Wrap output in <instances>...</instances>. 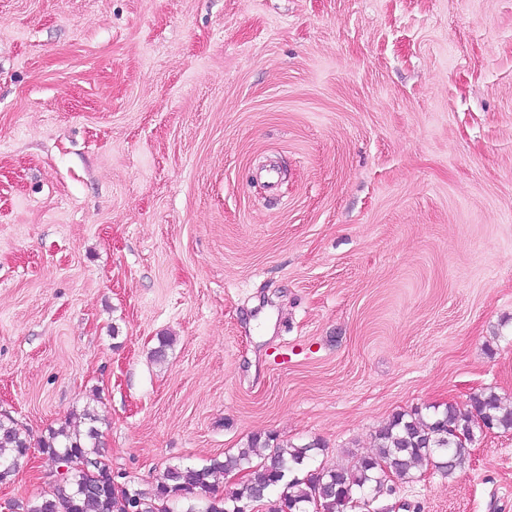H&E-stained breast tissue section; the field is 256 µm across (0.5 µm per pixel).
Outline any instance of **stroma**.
<instances>
[{
	"instance_id": "obj_1",
	"label": "stroma",
	"mask_w": 512,
	"mask_h": 512,
	"mask_svg": "<svg viewBox=\"0 0 512 512\" xmlns=\"http://www.w3.org/2000/svg\"><path fill=\"white\" fill-rule=\"evenodd\" d=\"M164 361L151 357L163 337ZM512 404V0H0V414L148 485ZM40 449L0 512L51 490ZM379 504L512 512V431ZM83 416L90 424L84 433L71 429L69 423L65 422L58 428L49 429L48 434L36 442L37 447L54 457L60 467L66 466V461L70 458L87 460L90 464L98 460L94 456L98 455L99 432L94 423L99 422L101 418L94 409L91 410L89 407L84 410Z\"/></svg>"
}]
</instances>
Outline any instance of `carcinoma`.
<instances>
[{"mask_svg": "<svg viewBox=\"0 0 512 512\" xmlns=\"http://www.w3.org/2000/svg\"><path fill=\"white\" fill-rule=\"evenodd\" d=\"M83 416L89 422L86 431L66 422L33 443L27 429L0 414V483L10 480L18 459L34 444L62 467L70 458L96 462L99 432L95 423L100 417L89 408ZM483 424L491 430H512V406L491 390L471 396L464 408L450 403L436 409L427 419L418 412L409 418L404 414L392 417L374 435L375 453L354 469L338 465L309 470L312 451L319 444L299 446L255 435L222 460L169 467L155 484H136L128 492L137 512H154L156 504L173 512L169 504L180 500L188 502L185 512H239V506L262 501L273 490L279 496L269 512H283L285 507L290 512H312L316 503L321 512H356L384 493L393 494L394 488L386 483L388 473L404 479L426 462L442 475H452L464 466L470 451L469 442H459L458 435H474ZM257 448L270 449L269 461L253 464ZM236 470L248 471V478L230 495L216 494L224 475ZM112 480V468L107 465L93 470L91 476L76 469L63 472L52 493L27 501L21 512H126L124 502L112 496Z\"/></svg>", "mask_w": 512, "mask_h": 512, "instance_id": "obj_1", "label": "carcinoma"}]
</instances>
